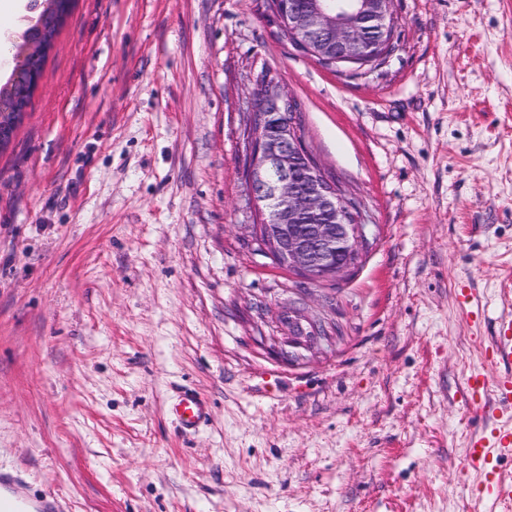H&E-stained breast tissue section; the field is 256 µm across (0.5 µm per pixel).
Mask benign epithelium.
<instances>
[{
	"instance_id": "benign-epithelium-1",
	"label": "benign epithelium",
	"mask_w": 512,
	"mask_h": 512,
	"mask_svg": "<svg viewBox=\"0 0 512 512\" xmlns=\"http://www.w3.org/2000/svg\"><path fill=\"white\" fill-rule=\"evenodd\" d=\"M358 27L336 23L333 62L362 67L375 61L392 42L393 0H370ZM328 30L323 10L307 16L299 37L309 48L316 37ZM293 105L280 84L272 81L252 98V111L246 125L251 147L242 163V177L249 200L264 209L278 226L253 244L260 252L305 278L318 269L328 276L344 273L350 263L343 255L357 253L364 239V225L357 223L356 202L335 186L323 183L321 169L299 138L294 122L284 109ZM292 336L288 346L312 349L322 339L321 321L293 307L286 309Z\"/></svg>"
}]
</instances>
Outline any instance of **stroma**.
Listing matches in <instances>:
<instances>
[{
    "label": "stroma",
    "mask_w": 512,
    "mask_h": 512,
    "mask_svg": "<svg viewBox=\"0 0 512 512\" xmlns=\"http://www.w3.org/2000/svg\"><path fill=\"white\" fill-rule=\"evenodd\" d=\"M396 50L327 66L263 0H75L0 150V468L67 512H480L471 372L512 309V0H395ZM359 206L312 282L251 243L257 76ZM474 300L464 303L461 290ZM335 344L284 361L289 302ZM264 314L278 349L251 322ZM211 415L184 433L182 391Z\"/></svg>",
    "instance_id": "1"
}]
</instances>
